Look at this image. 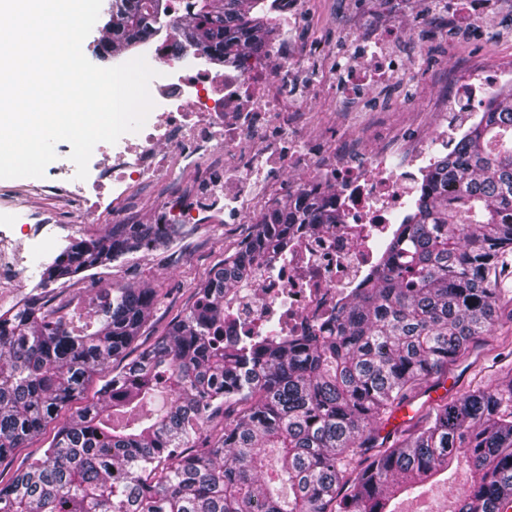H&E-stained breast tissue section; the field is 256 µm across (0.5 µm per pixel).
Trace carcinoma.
Listing matches in <instances>:
<instances>
[{
	"mask_svg": "<svg viewBox=\"0 0 512 512\" xmlns=\"http://www.w3.org/2000/svg\"><path fill=\"white\" fill-rule=\"evenodd\" d=\"M117 0L102 59L170 26L186 45L233 64L270 50L266 0ZM482 120L436 160L424 189L382 248L366 287L324 327L224 337L229 297L288 254L295 224L336 223L332 187L288 196L212 269L194 301L150 349L126 361L160 301L156 288L98 289L75 326L40 298L0 314V462L41 434L108 373L96 401L66 420L42 456L0 483V512H394L454 464L470 483L453 512L512 507V376L394 413L440 385L448 365L492 335L496 270L512 251V88L491 93ZM178 224H113L42 265L41 285L70 281L143 249ZM158 393L166 404L144 407ZM288 486L281 497L273 483Z\"/></svg>",
	"mask_w": 512,
	"mask_h": 512,
	"instance_id": "cac0c4a2",
	"label": "carcinoma"
}]
</instances>
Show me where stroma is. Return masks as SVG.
Listing matches in <instances>:
<instances>
[{
  "mask_svg": "<svg viewBox=\"0 0 512 512\" xmlns=\"http://www.w3.org/2000/svg\"><path fill=\"white\" fill-rule=\"evenodd\" d=\"M492 13L491 23L475 19L470 32L452 41L447 35L451 23L443 0H301L296 16L277 21L272 34L273 47L287 49L296 61L301 84L315 81L320 85L319 91L294 101L302 117L293 133L295 142L306 148L375 150L385 146L389 136L400 129L427 136L441 97L452 90L454 81L463 78L468 66H488L496 58L512 53V0H494ZM417 22L431 28L432 42L423 44L411 36L410 28ZM378 28L394 33L406 67L401 77L373 86L381 111L362 112L339 98L328 78L337 61L346 59L353 41ZM300 179V173L287 171L265 182L245 223H225L223 212H215L214 222L183 224L180 235L167 247L127 256L112 267L89 271L70 283L40 288V268L31 266L16 287L8 289L7 299L0 301V310L39 296L77 312L87 305L94 289L107 283L159 288L164 298L131 350L132 355H139L163 336L170 321L191 303L197 284L250 237L266 207L273 200L287 198ZM198 180V172L184 171L172 180L143 183L112 208L90 211L78 229L63 231L60 243L65 246L102 235L108 225L121 223L126 216L139 224L148 223L164 197L196 192ZM33 209L62 213L67 211L68 203L62 199L53 203L41 200L24 188L22 179H0L1 231L20 234L22 226L12 223V216H23ZM500 269L498 283L504 293L494 334L474 344L468 357L449 365L445 383L449 395L465 392L508 363L500 355L498 339L512 337V252L503 257ZM468 476V467L459 465L441 481L427 486L422 497H402L395 501L394 508L396 512H451L454 495L467 486Z\"/></svg>",
  "mask_w": 512,
  "mask_h": 512,
  "instance_id": "obj_1",
  "label": "stroma"
}]
</instances>
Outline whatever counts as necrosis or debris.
<instances>
[{"label": "necrosis or debris", "mask_w": 512, "mask_h": 512, "mask_svg": "<svg viewBox=\"0 0 512 512\" xmlns=\"http://www.w3.org/2000/svg\"><path fill=\"white\" fill-rule=\"evenodd\" d=\"M140 54L157 72L149 84L154 106L144 126L122 135L111 155L94 164L85 183H70L68 172L57 171L37 185V193L48 199L67 194L77 214L109 207L142 181L180 170L202 171V189L194 202L181 199L157 206L154 223L167 224L177 209L205 222L218 196L237 219H244L256 203L257 184L288 170L305 175L296 192L333 185L340 223L296 225L287 259L262 271L258 289L244 290L232 303L239 322L254 327L270 319L291 331L325 324L376 262L379 241L391 233L404 199L425 172L426 147H402L391 165L382 148L363 156L333 149L322 160L292 145L299 117L288 107L295 71L284 49L273 50L266 61L249 60L222 73L212 71L207 54L192 46L173 57L163 46L149 43ZM271 64L278 70L272 83L266 79ZM508 85L512 58L471 69L454 92L484 96L493 87ZM258 136L263 139L261 153L242 154L243 144ZM222 153L240 154L239 172L217 162ZM60 230V225L32 219L26 224V243L0 234V288L14 285L27 269L30 251L52 248Z\"/></svg>", "instance_id": "1"}]
</instances>
